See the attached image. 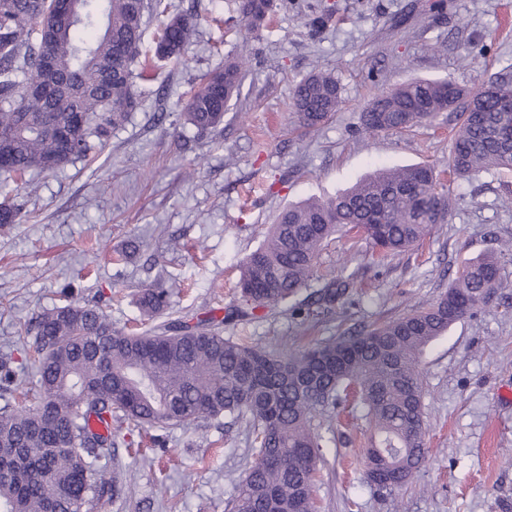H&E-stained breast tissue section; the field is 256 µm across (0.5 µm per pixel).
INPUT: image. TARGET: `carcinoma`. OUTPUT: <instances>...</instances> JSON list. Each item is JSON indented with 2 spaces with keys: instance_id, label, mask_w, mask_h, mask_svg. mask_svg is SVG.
<instances>
[{
  "instance_id": "carcinoma-1",
  "label": "carcinoma",
  "mask_w": 512,
  "mask_h": 512,
  "mask_svg": "<svg viewBox=\"0 0 512 512\" xmlns=\"http://www.w3.org/2000/svg\"><path fill=\"white\" fill-rule=\"evenodd\" d=\"M75 21L57 32L43 29L51 4L0 0V164L24 177L52 172L85 158L122 126L139 105L135 80L160 62L183 61L200 22L168 13L164 0H74ZM247 35L268 27L288 0H238ZM167 14L155 46L142 43L149 7ZM51 56L61 88L27 99L25 88L45 79L42 55ZM249 41L224 68L196 78L180 120L199 132L215 131L241 95ZM492 96L478 112L451 106L454 82L416 79L374 97L361 113L368 135L399 131L446 112L456 127L448 175L470 180L492 170L512 171V140L498 132L497 101L512 99V77L492 81ZM342 88L332 72L315 71L294 88L292 118L314 132L339 109ZM82 123L68 144L39 131L46 121ZM452 193L438 188L426 165L380 169L327 199L308 198L283 208L262 244L239 265L244 307L229 318L256 316L291 305L315 280L324 241L346 228L385 253L422 241L452 209ZM22 208L0 201V224H20ZM506 247L466 261L448 290L428 308L364 328L354 335L311 344L287 359L266 346L233 342L213 317L194 329L180 321L143 333H125L97 307L71 304L40 313L26 343L38 374L36 403L0 407V512H82L116 477L100 461L112 456L120 429L99 432L93 421L112 418L156 426L193 425L220 416L250 427L254 459L235 485L230 512H314L313 488L323 435L321 421L349 397L369 424L367 483L380 491L404 485L426 457L423 377L425 348L456 322L475 314L488 295L509 284L501 276ZM347 263L310 293L315 309L331 314L353 284ZM169 291L145 288L137 304L152 318Z\"/></svg>"
}]
</instances>
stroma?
Instances as JSON below:
<instances>
[{
	"label": "stroma",
	"mask_w": 512,
	"mask_h": 512,
	"mask_svg": "<svg viewBox=\"0 0 512 512\" xmlns=\"http://www.w3.org/2000/svg\"><path fill=\"white\" fill-rule=\"evenodd\" d=\"M199 15L182 65L159 64L135 82L140 105L103 150L50 173L0 175V196L26 220L0 226V357L15 380L37 383L16 348L42 311L98 306L114 329L143 331L134 303L150 285L174 288L155 319L213 315L239 306L240 261L263 241L274 216L312 196L328 198L379 168L428 165L447 180L452 126L439 117L402 132L367 135L360 116L380 91L416 78L464 88L512 72V0H289L250 42L242 96L211 133L178 119L203 72L223 67L244 31L235 0H167ZM331 16H324L326 6ZM334 71L339 110L312 135L290 127L296 83ZM447 223L412 250L375 256L362 237L335 235L319 273L347 260L356 278L335 313L313 319L280 308L225 322L224 337L281 356L314 340L345 336L426 307L461 263L512 242V172L456 186ZM423 412L428 460L405 485L380 493L364 479L367 424L324 434L316 512H512V289L491 295L425 350ZM249 428L221 417L200 425L123 429L106 471L119 494L83 512H227L250 457Z\"/></svg>",
	"instance_id": "35a3bbf8"
}]
</instances>
